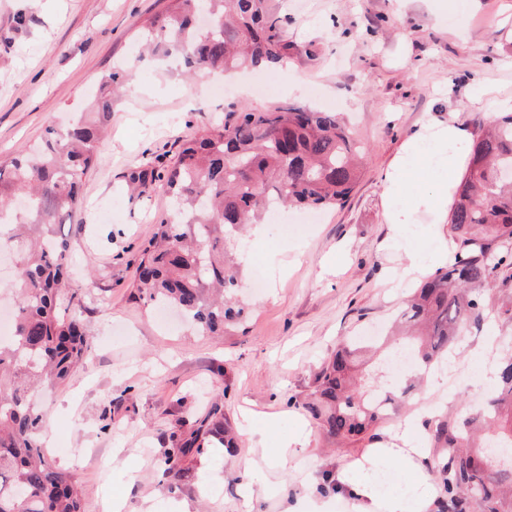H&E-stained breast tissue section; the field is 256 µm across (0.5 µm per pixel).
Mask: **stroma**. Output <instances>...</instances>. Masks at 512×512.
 Instances as JSON below:
<instances>
[{
	"mask_svg": "<svg viewBox=\"0 0 512 512\" xmlns=\"http://www.w3.org/2000/svg\"><path fill=\"white\" fill-rule=\"evenodd\" d=\"M168 0H0V159L38 145L47 128L88 111L107 73H130L112 100L103 161L83 177L84 207L65 227L74 271L70 291L92 337L82 370L39 395L43 434L59 465L77 475L83 512H283L325 471L351 468L413 412L397 407L373 438L336 444L305 410L336 349L384 331L419 285L385 218L384 177L424 122L474 131L492 111L512 110V0H472L464 22L440 17L435 0H273L292 41L285 66L218 81L182 75L147 55L140 25ZM223 85V95L213 86ZM484 86L495 106L476 100ZM294 102L334 112L367 149L346 203L314 213L281 207L242 233L244 277L267 270L261 296L238 295L250 315L221 336L191 328L177 313L159 324L137 297L140 252L169 198H136L126 176L145 161L172 162L183 140L240 105ZM486 333L461 337L441 386L421 401L453 419L488 394L470 377V349ZM219 398L237 437L234 453L206 448L161 476L170 434L190 435ZM287 467L264 465L242 492L233 457L283 443Z\"/></svg>",
	"mask_w": 512,
	"mask_h": 512,
	"instance_id": "1",
	"label": "stroma"
}]
</instances>
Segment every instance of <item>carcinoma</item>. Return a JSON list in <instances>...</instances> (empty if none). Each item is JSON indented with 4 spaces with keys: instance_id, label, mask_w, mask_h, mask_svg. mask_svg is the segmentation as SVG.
<instances>
[{
    "instance_id": "cac0c4a2",
    "label": "carcinoma",
    "mask_w": 512,
    "mask_h": 512,
    "mask_svg": "<svg viewBox=\"0 0 512 512\" xmlns=\"http://www.w3.org/2000/svg\"><path fill=\"white\" fill-rule=\"evenodd\" d=\"M146 19L153 52L178 57L185 72L231 73L270 68L288 59L290 44L269 0H169ZM120 73L104 78L92 111L65 130L50 128L43 144L0 161V241L15 249L14 335L0 342V512H81L73 474L60 468L40 441L43 415L32 397L51 391L85 362L90 334L81 307L66 289L70 243L60 232L82 205V176L101 161L99 143L112 117ZM363 146L334 112L293 103L273 109L231 110L224 120L184 142L171 166L127 177L141 197L155 190L176 201L143 250L136 285L147 303H168L201 331L224 335L245 319L243 306L216 297L240 288L230 243L244 225L274 203L325 208L341 204L358 179ZM448 265L423 282L399 318L426 327L412 348L416 367L451 354L460 332L480 329L486 313L512 325V112L486 119L473 134L471 157L455 185L448 212ZM498 283V301L481 291ZM359 349L345 346L325 365L322 385L305 410L339 441H359L411 387L370 391L348 386ZM485 421L512 447V356L501 362L484 408L430 430L445 493L442 512H512V467L488 474L487 448L472 428ZM216 439L236 447L215 402L185 438L174 431L163 473Z\"/></svg>"
}]
</instances>
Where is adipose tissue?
I'll return each mask as SVG.
<instances>
[{"label":"adipose tissue","mask_w":512,"mask_h":512,"mask_svg":"<svg viewBox=\"0 0 512 512\" xmlns=\"http://www.w3.org/2000/svg\"><path fill=\"white\" fill-rule=\"evenodd\" d=\"M469 136L457 124L445 125L441 135L432 138L425 131H417L408 140L385 181L388 197L403 194L408 202L388 210L386 218L396 234H403L409 225L418 223L421 213L432 214L434 223L444 221L448 208V184L430 189L426 173L436 166L447 167L449 174L462 171L468 161ZM429 410L413 415L397 431L393 442L372 449L354 469H342L314 478L306 495L285 512H328L335 499L349 502L352 512H405L406 501H414L415 512H426L431 495L433 477L427 465L428 458L421 437L416 436ZM392 461L403 462L420 475L418 482L396 495L382 494L374 479L379 468Z\"/></svg>","instance_id":"ef3b65f1"}]
</instances>
